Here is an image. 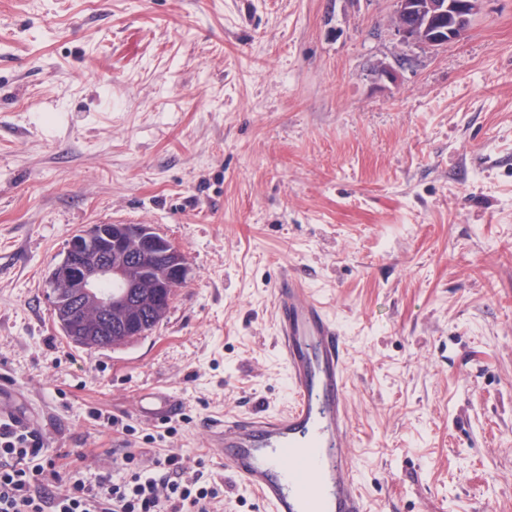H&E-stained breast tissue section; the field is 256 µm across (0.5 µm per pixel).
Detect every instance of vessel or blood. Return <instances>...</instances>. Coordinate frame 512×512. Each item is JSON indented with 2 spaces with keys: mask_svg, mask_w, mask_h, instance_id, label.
<instances>
[{
  "mask_svg": "<svg viewBox=\"0 0 512 512\" xmlns=\"http://www.w3.org/2000/svg\"><path fill=\"white\" fill-rule=\"evenodd\" d=\"M273 292L292 402L281 414L226 421L212 444L267 512H367L345 452L350 418L341 333L297 277L281 275ZM182 411L175 397L149 392L136 415L160 426Z\"/></svg>",
  "mask_w": 512,
  "mask_h": 512,
  "instance_id": "obj_1",
  "label": "vessel or blood"
}]
</instances>
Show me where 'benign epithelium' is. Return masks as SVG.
Masks as SVG:
<instances>
[{
  "label": "benign epithelium",
  "mask_w": 512,
  "mask_h": 512,
  "mask_svg": "<svg viewBox=\"0 0 512 512\" xmlns=\"http://www.w3.org/2000/svg\"><path fill=\"white\" fill-rule=\"evenodd\" d=\"M482 0H396L395 31L407 44L441 49L470 25ZM134 237L146 255L162 253L170 260L171 283L186 282L189 268L181 250L151 224H98L74 235L63 259L51 271L52 309L60 295L74 306H89L97 313L91 325L98 331L112 326V308L122 307L136 288H161L142 272L129 275L127 244Z\"/></svg>",
  "instance_id": "7a95c632"
}]
</instances>
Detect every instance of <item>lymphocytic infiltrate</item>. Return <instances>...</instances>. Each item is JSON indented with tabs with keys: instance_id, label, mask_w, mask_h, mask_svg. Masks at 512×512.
<instances>
[{
	"instance_id": "f902f5d3",
	"label": "lymphocytic infiltrate",
	"mask_w": 512,
	"mask_h": 512,
	"mask_svg": "<svg viewBox=\"0 0 512 512\" xmlns=\"http://www.w3.org/2000/svg\"><path fill=\"white\" fill-rule=\"evenodd\" d=\"M121 477H85L62 462L35 432L0 428V512H211L224 486L202 470L186 471L169 451L140 464V451L127 449Z\"/></svg>"
}]
</instances>
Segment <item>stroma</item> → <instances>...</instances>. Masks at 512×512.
Returning <instances> with one entry per match:
<instances>
[{"mask_svg": "<svg viewBox=\"0 0 512 512\" xmlns=\"http://www.w3.org/2000/svg\"><path fill=\"white\" fill-rule=\"evenodd\" d=\"M395 8L0 0V376L48 447L90 476L175 448L223 482L212 512H264L209 431L288 406V271L341 329L370 512H512V0L439 51L401 43ZM95 224L154 225L190 270L116 349L70 344L49 299ZM157 388L184 410L150 443Z\"/></svg>", "mask_w": 512, "mask_h": 512, "instance_id": "35a3bbf8", "label": "stroma"}]
</instances>
